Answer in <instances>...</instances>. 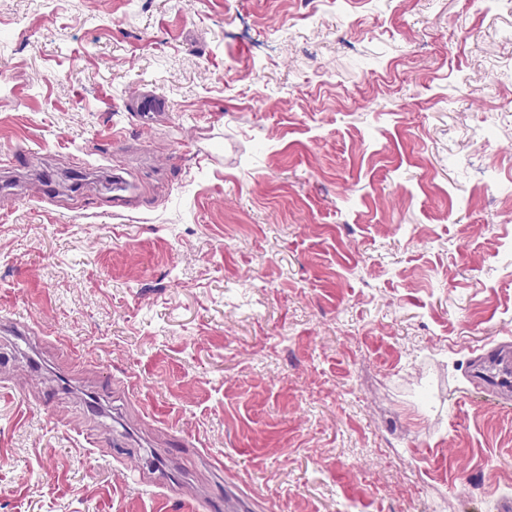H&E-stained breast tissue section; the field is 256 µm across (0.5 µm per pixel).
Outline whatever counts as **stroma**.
<instances>
[{
  "instance_id": "obj_1",
  "label": "stroma",
  "mask_w": 512,
  "mask_h": 512,
  "mask_svg": "<svg viewBox=\"0 0 512 512\" xmlns=\"http://www.w3.org/2000/svg\"><path fill=\"white\" fill-rule=\"evenodd\" d=\"M2 184L0 512H500L512 0H0ZM135 112H140L141 119L146 123L158 121L169 112L168 102L157 94L143 92L132 104ZM472 378L501 397L512 394V350L508 345L491 346L475 358Z\"/></svg>"
}]
</instances>
